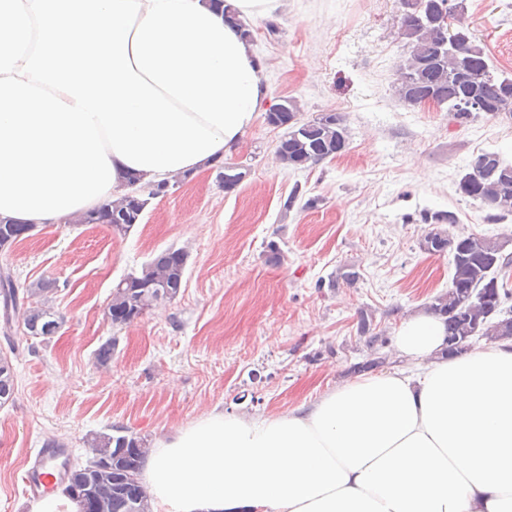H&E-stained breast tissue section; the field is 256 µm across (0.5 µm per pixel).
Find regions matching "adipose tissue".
Masks as SVG:
<instances>
[{"instance_id": "ef3b65f1", "label": "adipose tissue", "mask_w": 512, "mask_h": 512, "mask_svg": "<svg viewBox=\"0 0 512 512\" xmlns=\"http://www.w3.org/2000/svg\"><path fill=\"white\" fill-rule=\"evenodd\" d=\"M447 345L419 310L394 342L417 376L360 375L284 415L213 410L158 440L155 512H512V340Z\"/></svg>"}]
</instances>
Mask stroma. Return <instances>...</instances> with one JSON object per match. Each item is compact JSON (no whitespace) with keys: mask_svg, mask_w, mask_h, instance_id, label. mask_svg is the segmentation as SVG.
<instances>
[{"mask_svg":"<svg viewBox=\"0 0 512 512\" xmlns=\"http://www.w3.org/2000/svg\"><path fill=\"white\" fill-rule=\"evenodd\" d=\"M464 17L489 64L512 77V0H464ZM249 22L271 103L296 99L299 118L342 115L345 151L305 169L281 165L282 129L258 118L224 159L246 178L227 192L214 170L191 175L150 199L125 235L104 224H45L0 253L19 285L48 280L63 319L49 338L29 336L15 317L0 355H10L12 400L0 406V512H28L20 474L39 448H71L122 427L148 444L212 409L279 415L314 402L369 358L357 333L368 315L393 354L404 316L448 290L451 252L420 243L430 231L507 241L512 215L457 185L470 161L495 151L512 164V119L478 115L460 126L445 107L402 102L395 89L409 55L397 34V0H286L275 17ZM300 201L285 202L291 192ZM317 207L304 208L308 198ZM449 212L455 223L429 222ZM276 241L281 262L268 260ZM184 249L174 299L133 322L106 312L112 289L158 253ZM354 268L355 286L326 287ZM117 345L108 365L95 353Z\"/></svg>","mask_w":512,"mask_h":512,"instance_id":"stroma-1","label":"stroma"}]
</instances>
